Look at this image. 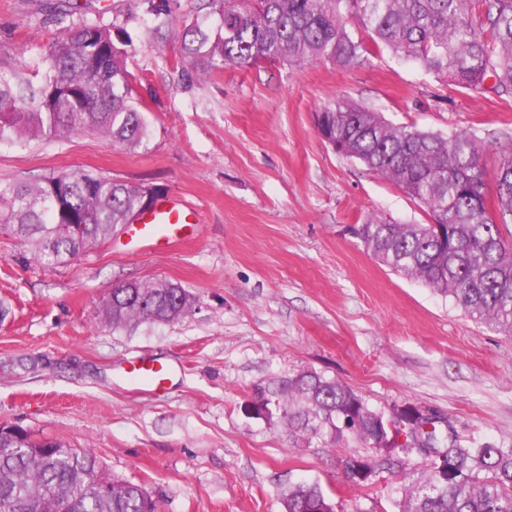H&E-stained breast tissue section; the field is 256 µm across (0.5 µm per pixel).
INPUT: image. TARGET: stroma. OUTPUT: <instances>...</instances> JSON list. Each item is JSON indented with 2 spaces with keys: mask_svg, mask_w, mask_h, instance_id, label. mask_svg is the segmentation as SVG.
<instances>
[{
  "mask_svg": "<svg viewBox=\"0 0 512 512\" xmlns=\"http://www.w3.org/2000/svg\"><path fill=\"white\" fill-rule=\"evenodd\" d=\"M51 2L0 0V75L34 69L60 37ZM68 2L74 21L130 32L127 68L150 137L133 151L93 134L3 141L0 182L83 170L184 196L199 221L173 247L144 249L119 230L51 266L0 231V424L92 450L162 512H282L301 481L319 483L336 512H391L403 475L377 474L365 496L345 478L363 444L308 448L279 417L248 412L254 387L307 370L374 408H432L462 436L512 445V336L378 264L347 233L371 214L427 217L334 152L314 122L345 98L395 124L494 137L512 131V102L388 51L349 67H228L192 85L179 34L201 18L200 0H177L158 33L146 0ZM154 278L192 292V311L112 330L102 302L113 287ZM140 358L169 366L165 389L128 383L125 368Z\"/></svg>",
  "mask_w": 512,
  "mask_h": 512,
  "instance_id": "35a3bbf8",
  "label": "stroma"
}]
</instances>
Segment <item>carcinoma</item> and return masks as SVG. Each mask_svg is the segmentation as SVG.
<instances>
[{"label":"carcinoma","mask_w":512,"mask_h":512,"mask_svg":"<svg viewBox=\"0 0 512 512\" xmlns=\"http://www.w3.org/2000/svg\"><path fill=\"white\" fill-rule=\"evenodd\" d=\"M202 22L180 32L182 63L204 82L226 67L259 63L347 67L385 50L460 89L485 88L512 100V0H202ZM58 18L65 34L37 63L40 80L0 77V141L97 134L128 150L149 136L126 69L130 35L114 24ZM358 28V34L350 26ZM322 138L423 205L426 224L376 215L350 233L391 271L450 297L465 314L512 335V135L492 143L475 130L444 136L392 124L368 107L338 100L315 114ZM500 157L495 194L486 202L484 153ZM145 206L143 186L80 170L34 183L0 184V224L30 240L56 264L104 240ZM445 226L439 240L431 224ZM78 225L72 231L68 225ZM189 290L168 279L118 284L103 311L112 329L173 323ZM256 404L278 414L310 445L351 439L371 449L345 462L350 484L360 464L371 474L405 475L399 512H512V446L463 442L444 417L421 420L420 407L385 412L350 387L304 371L258 392ZM404 434L428 452L401 448ZM112 483L107 505L89 481ZM284 512H335L320 484L299 483ZM0 512H161L141 485L114 479L89 451L34 441L0 428Z\"/></svg>","instance_id":"carcinoma-1"}]
</instances>
